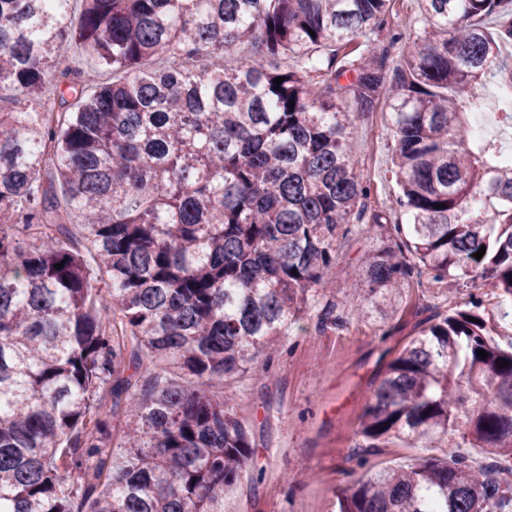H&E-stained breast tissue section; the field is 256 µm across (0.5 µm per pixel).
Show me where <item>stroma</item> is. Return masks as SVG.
<instances>
[{
    "label": "stroma",
    "instance_id": "obj_1",
    "mask_svg": "<svg viewBox=\"0 0 512 512\" xmlns=\"http://www.w3.org/2000/svg\"><path fill=\"white\" fill-rule=\"evenodd\" d=\"M395 34L400 41L393 47L389 41ZM423 35L417 0H395L373 40L394 61ZM357 125L354 160L371 174L372 200L395 197L387 108L361 117ZM379 237V227L356 224L348 237L338 240V282L347 279L345 263L378 246ZM473 295L482 299L493 339L501 347L511 345L512 303H501L490 286L466 282L449 300L462 304ZM414 324L410 316L384 321L373 313L352 319L343 330L321 332L310 312L289 327L282 340L285 352L277 356L267 379L258 381L246 373L216 383L215 392L228 396L235 416L250 431L257 463L226 492L224 512H336L337 490L363 474L348 457L357 440L358 416L386 363L413 338ZM379 325L385 334L376 333Z\"/></svg>",
    "mask_w": 512,
    "mask_h": 512
}]
</instances>
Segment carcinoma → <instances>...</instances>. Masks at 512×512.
<instances>
[{"mask_svg": "<svg viewBox=\"0 0 512 512\" xmlns=\"http://www.w3.org/2000/svg\"><path fill=\"white\" fill-rule=\"evenodd\" d=\"M391 4L0 0V512H223L254 448L212 382L269 372L336 242L384 227L353 160L381 102L408 224L359 259L370 303L424 275L512 301V153L464 112L496 72L512 127V0H419L424 40L389 74L370 34ZM480 308L418 322L349 457L452 452L338 489V512H512V349ZM316 326L344 328L336 296Z\"/></svg>", "mask_w": 512, "mask_h": 512, "instance_id": "obj_1", "label": "carcinoma"}]
</instances>
